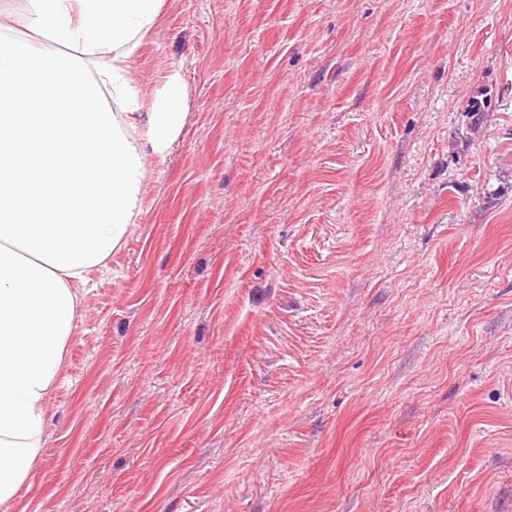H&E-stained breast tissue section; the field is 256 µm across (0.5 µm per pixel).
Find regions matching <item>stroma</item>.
Wrapping results in <instances>:
<instances>
[{
    "mask_svg": "<svg viewBox=\"0 0 512 512\" xmlns=\"http://www.w3.org/2000/svg\"><path fill=\"white\" fill-rule=\"evenodd\" d=\"M174 69L8 512H512V0H165Z\"/></svg>",
    "mask_w": 512,
    "mask_h": 512,
    "instance_id": "35a3bbf8",
    "label": "stroma"
}]
</instances>
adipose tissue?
Returning <instances> with one entry per match:
<instances>
[{"label":"adipose tissue","mask_w":512,"mask_h":512,"mask_svg":"<svg viewBox=\"0 0 512 512\" xmlns=\"http://www.w3.org/2000/svg\"><path fill=\"white\" fill-rule=\"evenodd\" d=\"M163 3L0 0V507L38 465L79 286L133 224L146 153L184 124L178 71L147 107L131 74Z\"/></svg>","instance_id":"adipose-tissue-1"}]
</instances>
